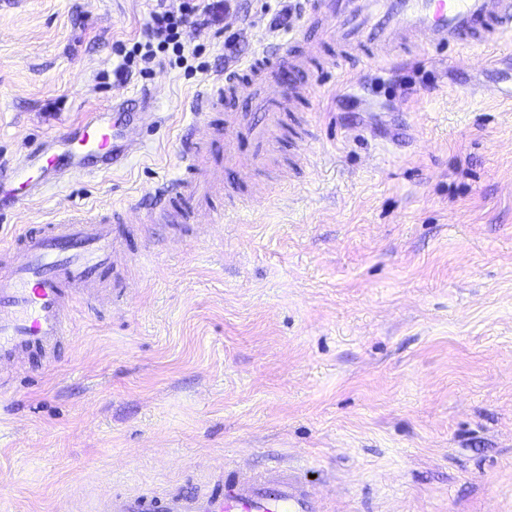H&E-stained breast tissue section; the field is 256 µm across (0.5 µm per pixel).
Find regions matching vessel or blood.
<instances>
[{
  "label": "vessel or blood",
  "instance_id": "1",
  "mask_svg": "<svg viewBox=\"0 0 512 512\" xmlns=\"http://www.w3.org/2000/svg\"><path fill=\"white\" fill-rule=\"evenodd\" d=\"M303 17L302 32L317 30L342 51L362 50L368 59L387 65L410 49L439 52L496 42L512 31V0H305ZM288 64L314 68L319 59L264 51L237 71L209 81L197 94L195 110L201 118L240 97L269 116L262 126L230 119L227 162H236L234 141L242 132L254 143V158L272 152L286 99L305 101L302 89L289 94L278 89L279 71ZM148 125L145 116L123 123L108 121L101 112L85 113L69 130L66 156L39 146L11 170H0V202L17 206L34 200L48 175L61 179L72 171L101 175L117 170L139 147L140 132ZM206 147L202 140L195 150L180 151L181 174L156 188L160 204L147 211V221H162L170 210L206 201L214 185ZM129 212L126 206L113 208L107 221L92 210H58L48 223L18 234L0 249L1 393L10 390L11 373L21 359L35 356L49 365L56 361L73 338L77 302L89 307L124 302V287H102L98 273L113 266L119 251L114 222ZM98 512H321V506L297 465L285 472L228 469L211 489L193 494H115L100 503Z\"/></svg>",
  "mask_w": 512,
  "mask_h": 512
}]
</instances>
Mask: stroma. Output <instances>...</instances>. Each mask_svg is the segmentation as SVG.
Wrapping results in <instances>:
<instances>
[{
  "instance_id": "obj_1",
  "label": "stroma",
  "mask_w": 512,
  "mask_h": 512,
  "mask_svg": "<svg viewBox=\"0 0 512 512\" xmlns=\"http://www.w3.org/2000/svg\"><path fill=\"white\" fill-rule=\"evenodd\" d=\"M283 0H233L223 36L191 30L207 71L99 83L151 0H0V164L63 143L86 112H153L115 172L49 183L6 209L0 241L58 208L153 207L199 134L192 96L273 42ZM354 86L290 113L279 147L226 171L272 186L232 224L124 227L125 304L79 308L60 360L20 365L0 395V512H89L107 494L194 491L226 461L305 460L324 512H512V43L337 58ZM306 148L309 164L297 163Z\"/></svg>"
}]
</instances>
